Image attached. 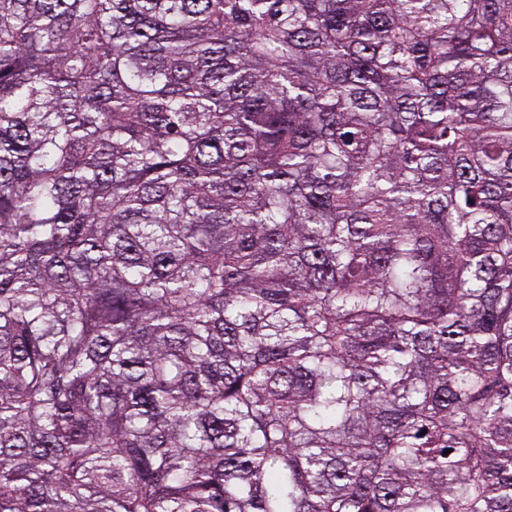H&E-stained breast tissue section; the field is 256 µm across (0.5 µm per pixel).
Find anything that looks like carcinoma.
I'll return each instance as SVG.
<instances>
[{"instance_id": "obj_1", "label": "carcinoma", "mask_w": 512, "mask_h": 512, "mask_svg": "<svg viewBox=\"0 0 512 512\" xmlns=\"http://www.w3.org/2000/svg\"><path fill=\"white\" fill-rule=\"evenodd\" d=\"M0 512H512V0H0Z\"/></svg>"}]
</instances>
